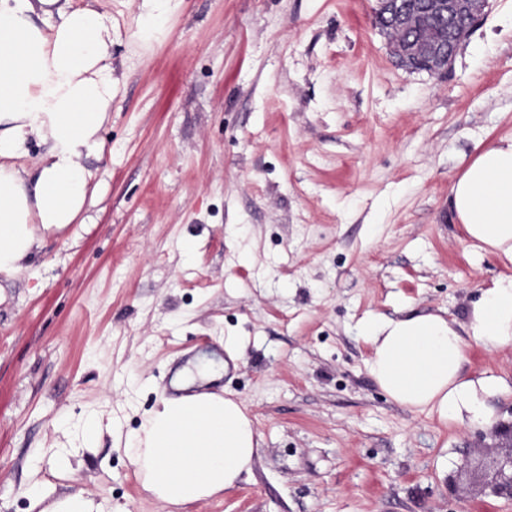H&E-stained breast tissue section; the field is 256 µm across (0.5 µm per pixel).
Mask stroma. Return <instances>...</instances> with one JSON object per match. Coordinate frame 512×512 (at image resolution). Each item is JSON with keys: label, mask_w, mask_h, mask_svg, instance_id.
Returning <instances> with one entry per match:
<instances>
[{"label": "stroma", "mask_w": 512, "mask_h": 512, "mask_svg": "<svg viewBox=\"0 0 512 512\" xmlns=\"http://www.w3.org/2000/svg\"><path fill=\"white\" fill-rule=\"evenodd\" d=\"M376 0H100L112 112L98 199L0 276V512H512L462 468L494 432L389 398L371 314L457 328L512 274L448 196L512 134V0L445 75L394 66ZM244 359L197 373L195 351ZM180 366L261 440L218 495L167 510L124 451ZM103 429L86 447L87 422ZM52 512H100L96 510L92 499L87 498L82 491L69 494L58 500Z\"/></svg>", "instance_id": "35a3bbf8"}]
</instances>
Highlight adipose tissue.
Listing matches in <instances>:
<instances>
[{
    "mask_svg": "<svg viewBox=\"0 0 512 512\" xmlns=\"http://www.w3.org/2000/svg\"><path fill=\"white\" fill-rule=\"evenodd\" d=\"M96 0H0V276L24 271L46 235L79 224L94 202L88 160L102 161L112 109V17ZM43 151L31 157L30 143ZM449 204L473 248L512 263V137L483 149ZM369 375L396 403L463 427L494 428L512 389L466 373L477 344L512 348V275L482 289L465 330L439 314L362 322ZM260 434L236 401L214 394L160 398L127 451L143 486L184 506L234 486Z\"/></svg>",
    "mask_w": 512,
    "mask_h": 512,
    "instance_id": "1",
    "label": "adipose tissue"
}]
</instances>
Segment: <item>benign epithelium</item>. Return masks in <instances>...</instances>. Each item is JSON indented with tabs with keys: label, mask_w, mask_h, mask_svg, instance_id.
I'll return each mask as SVG.
<instances>
[{
	"label": "benign epithelium",
	"mask_w": 512,
	"mask_h": 512,
	"mask_svg": "<svg viewBox=\"0 0 512 512\" xmlns=\"http://www.w3.org/2000/svg\"><path fill=\"white\" fill-rule=\"evenodd\" d=\"M487 7L488 0H422L413 8L404 0H378L374 23L381 29L386 16L396 19L397 26L386 29L385 36L397 66L439 77L448 72L460 43L484 21ZM496 435L500 451L476 468L492 495L512 500V421L501 424Z\"/></svg>",
	"instance_id": "benign-epithelium-1"
}]
</instances>
